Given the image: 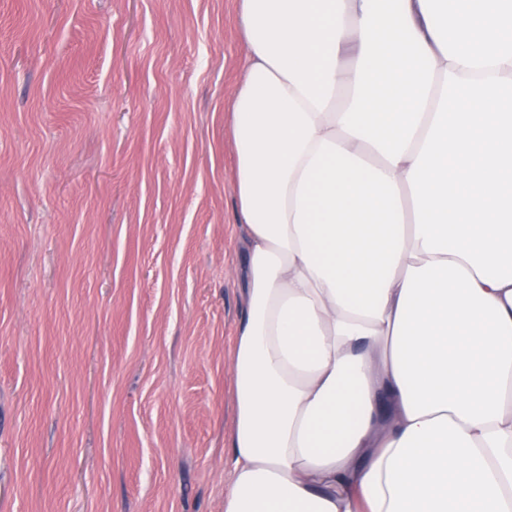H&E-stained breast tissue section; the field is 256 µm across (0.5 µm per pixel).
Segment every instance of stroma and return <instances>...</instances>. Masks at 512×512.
I'll return each mask as SVG.
<instances>
[{"label": "stroma", "instance_id": "obj_1", "mask_svg": "<svg viewBox=\"0 0 512 512\" xmlns=\"http://www.w3.org/2000/svg\"><path fill=\"white\" fill-rule=\"evenodd\" d=\"M239 0H0V512H224Z\"/></svg>", "mask_w": 512, "mask_h": 512}]
</instances>
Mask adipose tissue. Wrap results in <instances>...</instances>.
Masks as SVG:
<instances>
[{
  "label": "adipose tissue",
  "instance_id": "obj_1",
  "mask_svg": "<svg viewBox=\"0 0 512 512\" xmlns=\"http://www.w3.org/2000/svg\"><path fill=\"white\" fill-rule=\"evenodd\" d=\"M224 512H512V0H240Z\"/></svg>",
  "mask_w": 512,
  "mask_h": 512
}]
</instances>
